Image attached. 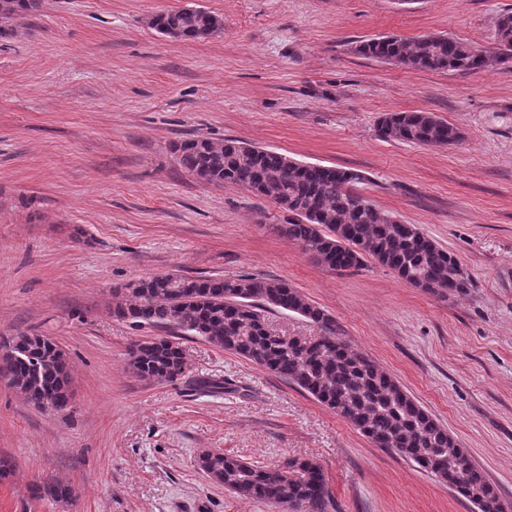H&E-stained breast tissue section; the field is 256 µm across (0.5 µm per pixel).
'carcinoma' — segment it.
I'll list each match as a JSON object with an SVG mask.
<instances>
[{
	"label": "carcinoma",
	"instance_id": "1",
	"mask_svg": "<svg viewBox=\"0 0 512 512\" xmlns=\"http://www.w3.org/2000/svg\"><path fill=\"white\" fill-rule=\"evenodd\" d=\"M42 0H0V38L40 11ZM221 21L213 12L159 13L153 28L197 41ZM497 51L480 57L474 46L446 35L413 42L395 35L359 44L361 54L427 71L474 72L497 67L512 72V13L499 17ZM379 136L422 146L447 147L460 131L432 112H390L379 120ZM180 166L213 186L234 183L288 213L278 233L315 261L335 270L357 269L371 258L415 288L445 299L464 295L472 282L459 260L413 224H404L353 191L363 176L353 170L300 163L285 154L236 139L187 138L174 144ZM112 315L135 327L163 326L209 343L265 368L332 409L375 447L415 463L448 484L477 512H509L486 475L456 438L389 373L351 350L336 321L287 282L261 277L226 281L179 274L156 275L116 290ZM284 311L317 325L321 334L282 337L266 324V313ZM130 371L143 380L175 381L184 373L179 343L150 339L131 353ZM0 379L12 383L35 408L66 414L71 409L69 362L49 337L19 332L0 339ZM200 469L235 496L277 505L287 512H329L331 493L321 467L285 459L258 466L240 457L205 451ZM31 493L66 499L59 484L35 485Z\"/></svg>",
	"mask_w": 512,
	"mask_h": 512
}]
</instances>
